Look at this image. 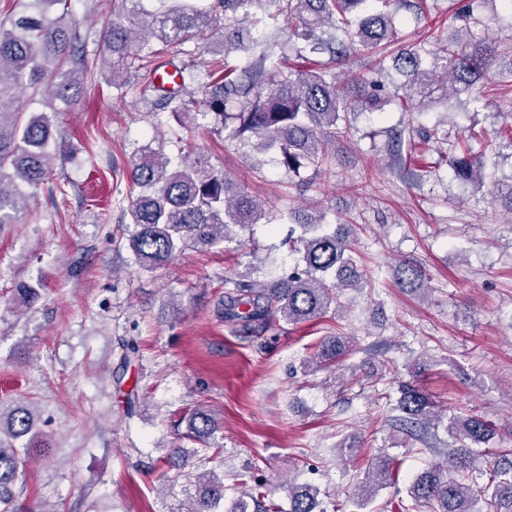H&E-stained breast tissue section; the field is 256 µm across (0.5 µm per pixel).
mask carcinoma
Here are the masks:
<instances>
[{
    "instance_id": "cac0c4a2",
    "label": "carcinoma",
    "mask_w": 512,
    "mask_h": 512,
    "mask_svg": "<svg viewBox=\"0 0 512 512\" xmlns=\"http://www.w3.org/2000/svg\"><path fill=\"white\" fill-rule=\"evenodd\" d=\"M70 0H31L30 6L9 18L10 27L0 21V225L14 223L24 208L29 190L47 179L55 154L50 150L54 130L50 117L33 113L23 117L10 111L5 100L16 89H43L54 100L70 105L78 91L85 60L80 37L65 22L52 18L50 8ZM159 8L138 31L141 0H122L125 8L103 32L107 64L105 73L112 85L127 90V75L160 65V52L147 47L148 37L166 45L210 41L223 52L247 54L240 67L215 62L205 108L198 111L181 91L149 83L139 95H160L159 104L172 107L180 127L189 131L205 121L224 139L260 150L274 149L288 171L299 174L310 169L317 174L336 162L326 150L329 137L348 132L349 118L356 112L372 114L389 105L407 112H424L434 105L455 100L466 108L479 102L476 87L489 76L498 61L495 47L481 38L470 39L472 14L463 19V37L443 39L429 35L414 50L402 49L386 65V48L399 40L394 22L398 0H156ZM288 21L290 36L281 54L261 45L252 31L266 20ZM231 20L233 24H225ZM327 59L319 61L317 57ZM365 55L368 76L340 81L336 67L346 58ZM453 149H433L430 167L438 172L448 168L462 184L490 183L493 203L502 202L512 214V179L495 177L496 154L476 151L473 144L483 140L473 127ZM127 215L133 231L129 239L136 262L143 268L159 269L176 252L187 246L208 249L228 242L237 230L267 220L266 203L245 189L232 188L224 172L208 160L188 155L171 157L163 141L146 146L132 164ZM288 221L299 229L291 238V251L298 255L293 271L271 284L232 281L224 295L219 314L263 326L276 317L300 324L323 318L349 289L367 283L354 247L351 224L332 226L326 213L306 214L288 209ZM425 274L422 268L403 261L396 267L400 287L417 291ZM349 352L344 336L328 340L307 363L311 371L335 363ZM397 418L403 430L424 440L435 416L434 403L414 385L402 386L397 401ZM33 416L25 406L0 402V435L11 439L28 435ZM216 430L214 419L196 412L189 421L187 438L204 447ZM451 446L445 464L421 473L409 488L412 502L431 512H480L486 500L489 512H512V462L498 469L482 491L466 483L473 445L488 442L493 435L489 424L478 416H453L448 421ZM34 450L49 453L42 441ZM3 445L0 439V512H17L15 486L24 477L21 453ZM397 460L377 458L357 486L352 504L363 509L376 492L397 483ZM320 489L311 484H288V512H316ZM224 499V479L210 471L199 476V490L187 512H214ZM230 512H283L265 503L260 488L241 485V494Z\"/></svg>"
}]
</instances>
